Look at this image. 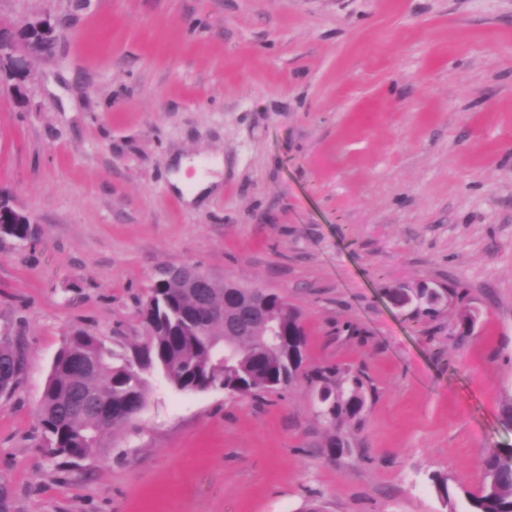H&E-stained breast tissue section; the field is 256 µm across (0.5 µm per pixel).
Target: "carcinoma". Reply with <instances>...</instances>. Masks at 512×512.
Segmentation results:
<instances>
[{
	"instance_id": "cac0c4a2",
	"label": "carcinoma",
	"mask_w": 512,
	"mask_h": 512,
	"mask_svg": "<svg viewBox=\"0 0 512 512\" xmlns=\"http://www.w3.org/2000/svg\"><path fill=\"white\" fill-rule=\"evenodd\" d=\"M434 311L441 299L435 290L423 288L403 299ZM224 305V287L206 296L186 280L159 275L138 313L144 340L131 353L119 354L101 338L78 331L65 336L55 356L37 407L43 447L55 458H97L112 430L135 419L153 390L150 378L161 377L181 394L212 388L251 395L286 387L304 379L322 405L321 416L332 427L356 418L363 410V381L348 379L343 387L332 376L340 371L307 372L299 344L306 331L298 310L281 297L270 299L266 311L254 312L255 321L274 318L283 330L282 344L268 347L256 332L246 336L224 335V322L209 316ZM24 364L19 346L8 335L0 336V396L14 392ZM485 482L477 492L464 491L466 512H512V448H503L484 461ZM436 490L450 512H456L458 492L449 478H434Z\"/></svg>"
}]
</instances>
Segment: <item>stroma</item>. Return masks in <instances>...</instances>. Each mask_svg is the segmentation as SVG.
I'll return each mask as SVG.
<instances>
[{
  "label": "stroma",
  "mask_w": 512,
  "mask_h": 512,
  "mask_svg": "<svg viewBox=\"0 0 512 512\" xmlns=\"http://www.w3.org/2000/svg\"><path fill=\"white\" fill-rule=\"evenodd\" d=\"M32 15L67 35L24 103L0 89V188L35 227L0 238L24 354L0 398L10 512H449L435 476L478 491L512 447V0H0ZM184 156L224 160L194 206ZM179 264L284 297L306 370L361 375L362 412L330 427L303 382L158 381L99 458L50 456L34 411L64 337L131 349ZM424 286L435 313L389 296ZM188 165L187 160L183 159L171 174L170 181L173 190L182 193L186 203L194 204L215 189L214 185L219 182V178L217 176L200 177L190 183L186 177ZM187 187H191V190L187 191Z\"/></svg>",
  "instance_id": "stroma-1"
}]
</instances>
